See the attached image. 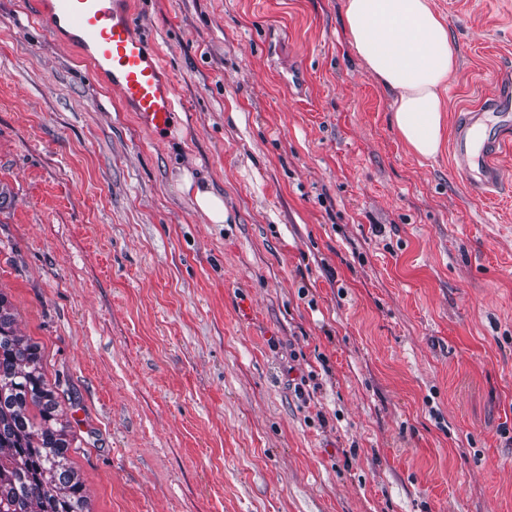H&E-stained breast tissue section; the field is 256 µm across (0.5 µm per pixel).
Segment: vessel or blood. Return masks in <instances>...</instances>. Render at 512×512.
<instances>
[{"mask_svg": "<svg viewBox=\"0 0 512 512\" xmlns=\"http://www.w3.org/2000/svg\"><path fill=\"white\" fill-rule=\"evenodd\" d=\"M46 14L56 32L78 44L109 88L151 133L170 129L177 110L172 80L166 75L150 36L138 30L126 0H46ZM501 128L512 126V93L466 113L452 149L458 170L477 193L496 189V158L504 140L487 129V116Z\"/></svg>", "mask_w": 512, "mask_h": 512, "instance_id": "obj_1", "label": "vessel or blood"}]
</instances>
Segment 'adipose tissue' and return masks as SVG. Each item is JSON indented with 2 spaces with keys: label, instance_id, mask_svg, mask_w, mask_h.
Instances as JSON below:
<instances>
[{
  "label": "adipose tissue",
  "instance_id": "obj_1",
  "mask_svg": "<svg viewBox=\"0 0 512 512\" xmlns=\"http://www.w3.org/2000/svg\"><path fill=\"white\" fill-rule=\"evenodd\" d=\"M344 16L356 55L393 98L402 140L416 155L436 158L458 54L433 0H345Z\"/></svg>",
  "mask_w": 512,
  "mask_h": 512
}]
</instances>
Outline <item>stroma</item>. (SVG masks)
I'll use <instances>...</instances> for the list:
<instances>
[{
    "instance_id": "35a3bbf8",
    "label": "stroma",
    "mask_w": 512,
    "mask_h": 512,
    "mask_svg": "<svg viewBox=\"0 0 512 512\" xmlns=\"http://www.w3.org/2000/svg\"><path fill=\"white\" fill-rule=\"evenodd\" d=\"M343 3L134 0L151 136L0 0V292L92 512H512V148L491 197L412 153ZM434 3L453 128L512 77V0ZM194 202L209 217L212 223H223L224 200L215 192L198 188L194 196Z\"/></svg>"
}]
</instances>
